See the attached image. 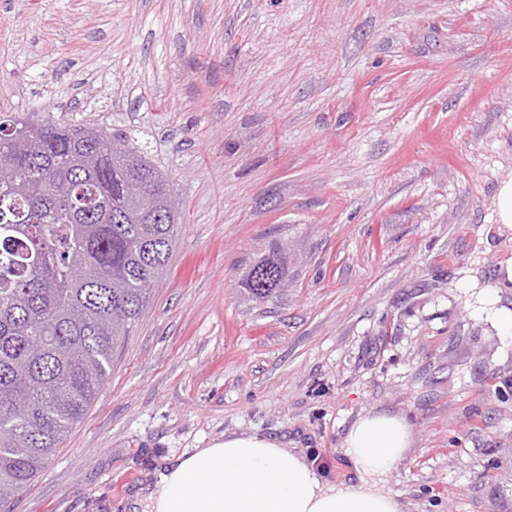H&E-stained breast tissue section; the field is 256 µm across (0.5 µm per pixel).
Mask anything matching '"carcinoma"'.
<instances>
[{
  "instance_id": "1",
  "label": "carcinoma",
  "mask_w": 512,
  "mask_h": 512,
  "mask_svg": "<svg viewBox=\"0 0 512 512\" xmlns=\"http://www.w3.org/2000/svg\"><path fill=\"white\" fill-rule=\"evenodd\" d=\"M0 503L29 485L81 422L172 260L180 208L168 175L95 124L0 116ZM288 281L277 245L241 282Z\"/></svg>"
}]
</instances>
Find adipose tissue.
<instances>
[{"label":"adipose tissue","instance_id":"obj_1","mask_svg":"<svg viewBox=\"0 0 512 512\" xmlns=\"http://www.w3.org/2000/svg\"><path fill=\"white\" fill-rule=\"evenodd\" d=\"M496 221L481 225L478 245L512 234V177L499 182ZM472 307L488 318L502 338H512V259L501 264L494 285L479 270L463 276ZM413 444L404 416L387 409L358 417L342 451L353 473L338 485L322 484L304 457L283 442L261 435H225L206 448L166 456L151 480L128 499L129 512H404L384 492V478Z\"/></svg>","mask_w":512,"mask_h":512}]
</instances>
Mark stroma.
Wrapping results in <instances>:
<instances>
[{
  "instance_id": "obj_1",
  "label": "stroma",
  "mask_w": 512,
  "mask_h": 512,
  "mask_svg": "<svg viewBox=\"0 0 512 512\" xmlns=\"http://www.w3.org/2000/svg\"><path fill=\"white\" fill-rule=\"evenodd\" d=\"M123 132L184 215L83 420L0 512H127L225 434L324 456L364 412L413 445L409 512H512V340L458 272L512 174V0H0V112ZM288 286L241 281L272 244Z\"/></svg>"
}]
</instances>
